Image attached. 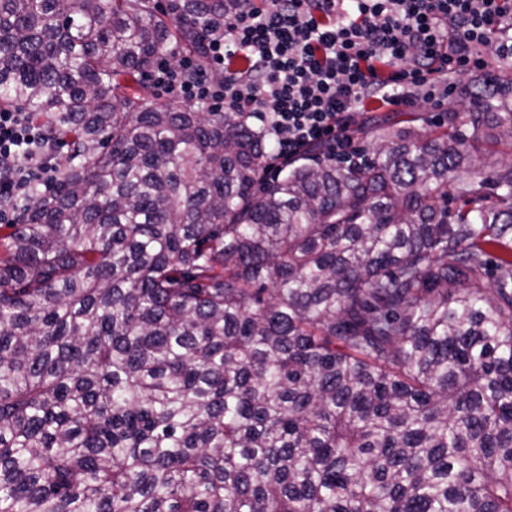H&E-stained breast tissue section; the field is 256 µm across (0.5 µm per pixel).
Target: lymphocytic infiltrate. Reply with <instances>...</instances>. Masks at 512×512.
<instances>
[{
	"mask_svg": "<svg viewBox=\"0 0 512 512\" xmlns=\"http://www.w3.org/2000/svg\"><path fill=\"white\" fill-rule=\"evenodd\" d=\"M196 56L160 59L154 86L211 112L249 109L284 163L317 145L352 162L365 101L448 97L452 79L512 69V0H243ZM58 141L32 113L0 108V223H14L61 173Z\"/></svg>",
	"mask_w": 512,
	"mask_h": 512,
	"instance_id": "1",
	"label": "lymphocytic infiltrate"
}]
</instances>
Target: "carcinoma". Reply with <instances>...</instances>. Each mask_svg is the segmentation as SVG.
<instances>
[{
  "mask_svg": "<svg viewBox=\"0 0 512 512\" xmlns=\"http://www.w3.org/2000/svg\"><path fill=\"white\" fill-rule=\"evenodd\" d=\"M241 7L0 0L70 139L0 241V512H512V110L268 179L252 113L119 94Z\"/></svg>",
  "mask_w": 512,
  "mask_h": 512,
  "instance_id": "carcinoma-1",
  "label": "carcinoma"
}]
</instances>
